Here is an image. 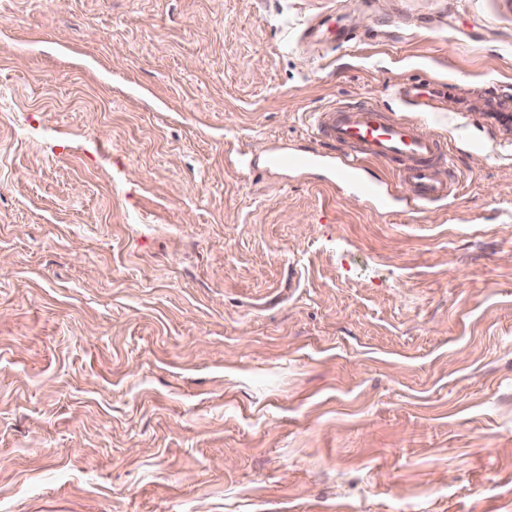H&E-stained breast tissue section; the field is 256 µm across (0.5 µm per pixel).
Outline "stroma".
Here are the masks:
<instances>
[{
  "label": "stroma",
  "mask_w": 512,
  "mask_h": 512,
  "mask_svg": "<svg viewBox=\"0 0 512 512\" xmlns=\"http://www.w3.org/2000/svg\"><path fill=\"white\" fill-rule=\"evenodd\" d=\"M363 99L447 207L267 165ZM510 114L512 0H0V512H512Z\"/></svg>",
  "instance_id": "1"
}]
</instances>
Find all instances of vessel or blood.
Instances as JSON below:
<instances>
[{
  "instance_id": "vessel-or-blood-1",
  "label": "vessel or blood",
  "mask_w": 512,
  "mask_h": 512,
  "mask_svg": "<svg viewBox=\"0 0 512 512\" xmlns=\"http://www.w3.org/2000/svg\"><path fill=\"white\" fill-rule=\"evenodd\" d=\"M310 130L307 148L271 152L269 165L293 170L327 165L338 188L382 214L442 207L455 194L447 143L374 101L337 103L311 113ZM371 161L395 166L407 195L369 178Z\"/></svg>"
}]
</instances>
